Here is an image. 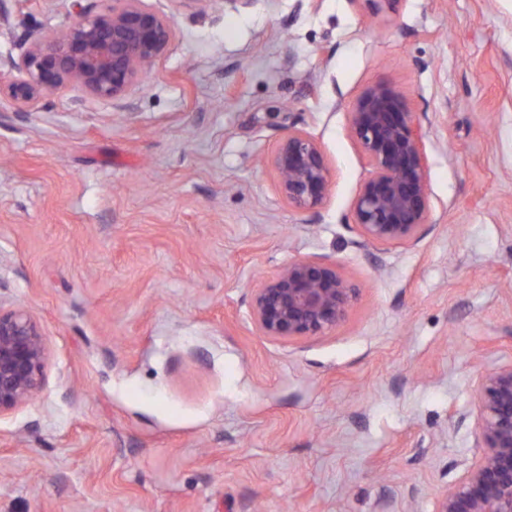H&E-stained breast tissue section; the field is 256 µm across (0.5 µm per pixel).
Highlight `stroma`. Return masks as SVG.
Returning <instances> with one entry per match:
<instances>
[{
  "mask_svg": "<svg viewBox=\"0 0 512 512\" xmlns=\"http://www.w3.org/2000/svg\"><path fill=\"white\" fill-rule=\"evenodd\" d=\"M172 50L126 95L0 92V305L38 319L45 385L0 418V512H436L475 457L482 374L512 363V0H145ZM0 57L66 6L0 0ZM428 131L418 242L352 222L368 86ZM331 189L282 199L290 129ZM360 287L336 329L262 336L288 261ZM268 163L276 175L277 189L289 206L314 210L327 197L331 168L322 147L307 132L289 130Z\"/></svg>",
  "mask_w": 512,
  "mask_h": 512,
  "instance_id": "35a3bbf8",
  "label": "stroma"
}]
</instances>
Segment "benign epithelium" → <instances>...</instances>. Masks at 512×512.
<instances>
[{
  "mask_svg": "<svg viewBox=\"0 0 512 512\" xmlns=\"http://www.w3.org/2000/svg\"><path fill=\"white\" fill-rule=\"evenodd\" d=\"M69 24L28 38L16 58H0L8 92L20 111L69 87L99 99L124 96L165 56L176 39L173 18L143 0H109L91 12L71 0ZM349 127L370 175L352 210L361 236L378 246L416 242L430 214L427 132L403 93L387 83L365 88L349 112ZM268 163L289 206L314 210L327 197L331 168L307 132L292 129ZM358 296L328 259H295L251 294L261 335L294 341L323 335L346 317ZM47 347L35 316L0 305V417L31 401L44 386ZM478 454L442 496L437 512H512V364L483 374L475 415Z\"/></svg>",
  "mask_w": 512,
  "mask_h": 512,
  "instance_id": "benign-epithelium-1",
  "label": "benign epithelium"
}]
</instances>
